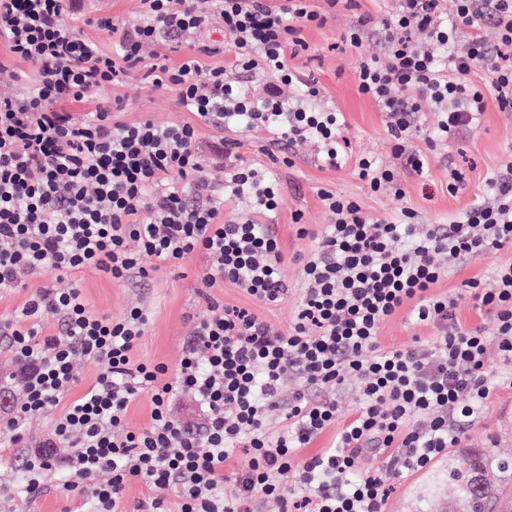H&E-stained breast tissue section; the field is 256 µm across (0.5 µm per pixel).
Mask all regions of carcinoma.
<instances>
[{
	"label": "carcinoma",
	"instance_id": "carcinoma-1",
	"mask_svg": "<svg viewBox=\"0 0 512 512\" xmlns=\"http://www.w3.org/2000/svg\"><path fill=\"white\" fill-rule=\"evenodd\" d=\"M448 483L459 492V512H489L512 498V456H500L493 448H474L460 466L448 456Z\"/></svg>",
	"mask_w": 512,
	"mask_h": 512
}]
</instances>
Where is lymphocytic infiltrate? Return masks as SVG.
I'll list each match as a JSON object with an SVG mask.
<instances>
[{
    "mask_svg": "<svg viewBox=\"0 0 512 512\" xmlns=\"http://www.w3.org/2000/svg\"><path fill=\"white\" fill-rule=\"evenodd\" d=\"M219 2L229 47L223 65L207 68L195 56L176 67L143 57L146 46L170 35L206 30L197 0H142V23L115 30L110 54L67 24L73 0H0V42L11 59L35 68L22 92L0 97V286L14 287L21 270L122 280L182 266L197 253L209 263L199 292L208 313L173 368L135 360L149 322L143 308L115 319L93 309L78 287L32 293L0 324L16 363L12 378L24 390L0 426L18 443L27 420L61 409L51 435L28 447L24 489L42 494L45 475L62 469L63 495L89 512H121L136 481L155 492L150 512H254L260 497L277 499L282 512H385L394 480L428 469L486 408L495 388L489 345L512 361V262L497 268L491 287L466 283L476 307L493 314L495 336L463 326L457 300L434 291L448 266L512 246V167L490 177V200L448 225L415 223L407 207L395 221L375 217L320 190L329 222L318 233L297 230L313 245L301 259L302 295L287 335L273 334L252 311L213 302L211 289L230 284L275 306L287 298L288 283L275 225L225 218L223 203L213 201L201 178L198 124L269 132L290 145L314 140L323 166L354 162L375 192L393 181L374 157H349L341 113L312 103L318 88L307 86L305 100L291 104L280 97L281 86L297 81L291 62L305 45L304 30L324 22L311 0ZM454 3L448 15L440 0H398L388 18L360 17L345 37L356 48L367 29H378L385 55L360 58L357 91L386 113L395 154L417 173L428 156L413 144L411 113H434L430 145L475 127L488 104L512 109V0ZM486 24L496 29L497 45L482 37ZM137 66L155 89H175L191 120L162 128L116 121L110 105L66 110L92 89L122 83ZM237 70L267 75L264 95L234 81ZM478 71L488 73V85L474 84ZM238 146L227 138L219 151L231 164V195H248L256 213L276 211V178L236 162ZM174 173L191 178L192 190L170 183ZM131 240L138 251L128 250ZM404 310L436 336L382 347L381 325ZM49 314L59 332L47 333ZM82 359L98 373L73 399ZM289 378L296 382L290 391ZM350 378L360 401L342 421L336 395ZM143 395L151 421L130 426L128 408ZM185 395L204 414L200 429L171 413ZM272 409L283 415L275 431L267 426ZM330 428L333 446L306 455ZM369 458L374 466H366ZM102 471L109 480L95 483ZM287 472L296 489L279 482ZM300 487L316 493L297 495Z\"/></svg>",
    "mask_w": 512,
    "mask_h": 512,
    "instance_id": "f902f5d3",
    "label": "lymphocytic infiltrate"
}]
</instances>
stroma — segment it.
<instances>
[{
  "label": "stroma",
  "instance_id": "stroma-1",
  "mask_svg": "<svg viewBox=\"0 0 512 512\" xmlns=\"http://www.w3.org/2000/svg\"><path fill=\"white\" fill-rule=\"evenodd\" d=\"M76 7L68 17L69 24L104 53H111V32L86 25V15L111 18L120 28L130 29L142 20L140 0H75ZM202 10L209 17L206 39L188 36L174 37L157 51L166 55L169 65L197 53L199 44H209L212 53L202 56L204 66L223 64L227 40L224 23L219 15L217 0H199ZM314 9L323 12V26L305 30L308 44L294 60L299 72V84L284 87V98L295 99L304 91V82L316 84L320 95L317 105L336 108L343 115V135L349 143L348 151L354 157L370 154L392 170L393 187L371 191L361 180L352 162L342 167H322L318 148L311 143L295 147L294 167L283 166L271 157L273 137L268 133L242 132L237 129L216 130L199 124L198 132L204 155H211L212 148L221 137L239 139V156L245 164L274 173L279 183L283 202L268 223L277 225L283 254L282 272L288 281L287 299L275 307H257L239 289L227 285L214 289V296L224 304L259 311L274 332L287 334L292 324L295 306L299 299L301 272L299 258L312 246L310 239L298 237L297 223L311 225L321 230L327 215L319 198L320 189H327L358 201L362 208L378 217H391L402 207L416 211L421 224H445L463 213L475 199L488 193L487 180L496 171L512 166V111H500L489 106L480 117L478 125L460 132L455 138L436 142L429 154V165L423 175H416L392 150L393 142L387 131L386 116L372 100L359 95L356 88V66L359 57H379L384 44L376 33H368L361 48L346 44L345 35L356 26L361 15H371L375 21L389 17L397 6L396 0H359L358 6L329 9L325 0H313ZM101 99L120 100L121 112L117 119L131 123L149 119L159 125H169L190 120L191 114L183 108L173 90H157L144 83L139 71H131L124 83L103 90H92L86 102L77 104L80 112L89 111ZM458 170L464 183L457 194L448 191L451 170ZM403 188L404 199H397L395 188ZM512 262V248L486 253L469 259L452 268L435 286L436 293L458 297V315L462 323L480 325L486 335H494L492 315L478 312L471 298L465 295V283L476 278L491 282L496 269L505 262ZM208 267L204 255L196 254L182 267L162 268L151 272L148 278L134 277L115 281L93 272L83 274H48L27 276L19 288H0V323L12 318L21 309L26 297L41 286L65 290L80 286L94 309L122 316L133 306L146 309L150 315L147 332L138 348V357L144 362H163L175 366L186 343L192 338L195 327L205 315L206 308L199 303L196 290ZM434 328L417 324L408 313L386 321L380 328V339L386 347H408L418 340L435 336ZM488 374L497 386L491 401L477 422L467 428L455 455H464L471 448L496 446L512 454V365L503 363L496 349L488 351ZM26 450L16 445L0 449V512H63L71 508L80 512L81 500L65 502L57 486L60 472L49 473L45 478V493L28 497L19 494L20 469ZM453 490L445 485V477L435 468L416 473L397 481L386 504V512H434L443 500H454Z\"/></svg>",
  "mask_w": 512,
  "mask_h": 512
}]
</instances>
